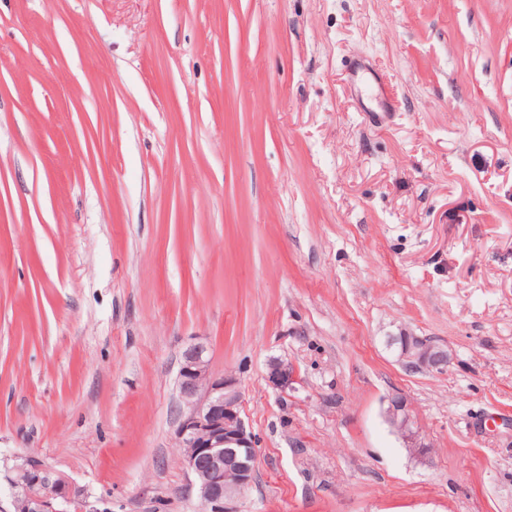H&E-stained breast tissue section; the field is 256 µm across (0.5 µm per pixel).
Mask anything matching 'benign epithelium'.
<instances>
[{
	"mask_svg": "<svg viewBox=\"0 0 512 512\" xmlns=\"http://www.w3.org/2000/svg\"><path fill=\"white\" fill-rule=\"evenodd\" d=\"M387 344L410 370L442 372L451 362L447 347L404 330L387 337ZM267 381L276 389L288 387V368L271 364ZM178 390L182 408L176 438L204 512H240L237 503L253 480L257 454L236 379L214 376L208 367V346L197 341L182 353ZM385 418L409 454L427 461L428 446L418 441L403 397L389 399ZM4 479L13 500L23 501L24 512H98L67 476L37 456L17 457L4 465Z\"/></svg>",
	"mask_w": 512,
	"mask_h": 512,
	"instance_id": "1",
	"label": "benign epithelium"
}]
</instances>
